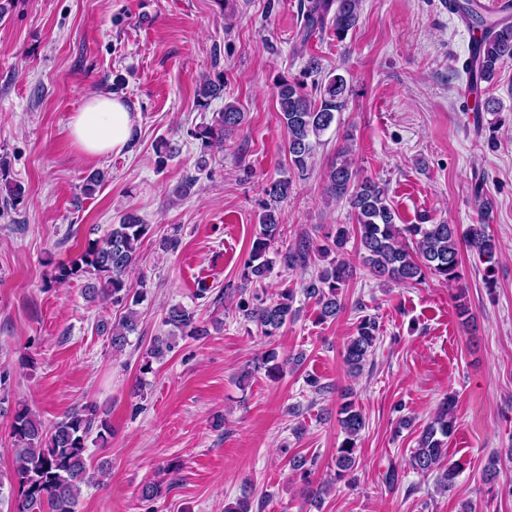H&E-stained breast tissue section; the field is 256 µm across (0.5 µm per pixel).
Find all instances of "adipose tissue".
I'll use <instances>...</instances> for the list:
<instances>
[{"mask_svg": "<svg viewBox=\"0 0 512 512\" xmlns=\"http://www.w3.org/2000/svg\"><path fill=\"white\" fill-rule=\"evenodd\" d=\"M137 123V113L125 101L94 96L71 115L69 130L80 153L103 156L124 151Z\"/></svg>", "mask_w": 512, "mask_h": 512, "instance_id": "adipose-tissue-1", "label": "adipose tissue"}]
</instances>
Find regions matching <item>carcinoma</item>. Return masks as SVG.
Here are the masks:
<instances>
[{"instance_id":"cac0c4a2","label":"carcinoma","mask_w":512,"mask_h":512,"mask_svg":"<svg viewBox=\"0 0 512 512\" xmlns=\"http://www.w3.org/2000/svg\"><path fill=\"white\" fill-rule=\"evenodd\" d=\"M476 0H465L459 9L466 24L484 34L479 45L475 68L469 78H477L489 85L502 63L512 60V24L494 17H485L475 7ZM303 16V38L330 25L336 37L344 38L356 27L360 16V0H308ZM320 74L319 62L311 58L301 78L284 80L278 86L277 105L286 131V150L289 168L299 176L312 165L314 149L321 135L336 121V113L348 103L347 80L340 74H329L323 81L307 78ZM244 113L234 103L224 104L211 125L194 136L215 151L224 149V138L241 125ZM348 147L342 146L335 162L326 173L325 193L333 199H344L356 219L355 230L359 240L363 267L372 274L388 280L416 284L430 273L445 282L461 279L460 243L479 259L489 263L487 273H493L490 262L497 251L495 239L485 226L469 228L464 240H459L454 224H399L398 214L390 204L387 188L369 177L361 176L347 159ZM292 180L283 179L271 184L270 202L262 204L259 233L253 240L248 258L243 263L244 287L263 282L270 273L273 259L268 257L272 244L281 235V217L276 203L288 197ZM150 225L134 214L122 217L120 223L102 240H89L82 251L70 262L58 268L57 278L69 280L85 278L84 290L88 298H104L114 305L126 307L127 313L112 328V349L121 351L128 345L129 336L138 331L139 315L136 306L146 296L144 289L132 287L127 274L136 260L142 241ZM350 229L340 225L333 236H326L325 244L317 251L343 249ZM312 246L302 241L293 248L277 253L279 262L289 270L305 268L312 258ZM354 277V269L344 259H338L318 270L304 284L307 296L316 300L319 318H335L342 309L340 294ZM294 293L288 289L278 298L253 290L249 298H240L237 309L242 317L259 325L265 335L271 336L292 316ZM164 323L170 326L165 336H157L142 358L140 371H152L153 361L159 360L176 347L178 340L202 339L209 335L208 325L198 320L194 312L183 306L168 309ZM381 326L377 317L362 315L355 333L347 340L343 362L352 373H359L369 361L380 341ZM456 397L443 398L437 411L422 427L418 445L409 459V465L422 475L438 473L437 488L446 493L455 485L458 466L445 463L448 439L456 428ZM341 427L345 434L336 448L334 479L342 480L356 468L358 446L365 419L351 401L340 405ZM110 427L106 415L90 403L66 414L52 427L43 424L26 408L13 412L15 468L11 477L19 488L15 512H76L82 486L91 480L85 456L88 442L107 443Z\"/></svg>"}]
</instances>
